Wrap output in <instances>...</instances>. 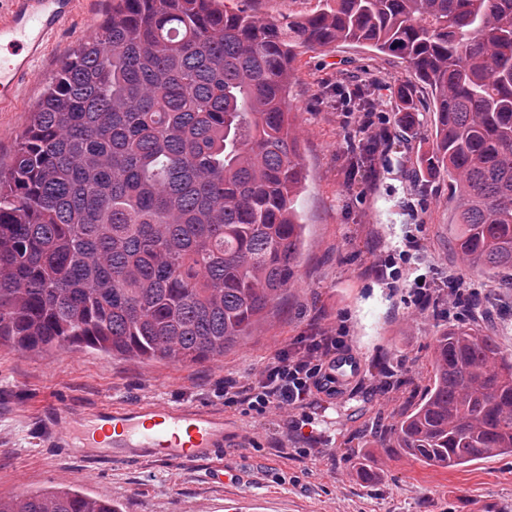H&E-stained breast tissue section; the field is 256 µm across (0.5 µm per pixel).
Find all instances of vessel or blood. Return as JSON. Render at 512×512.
Returning <instances> with one entry per match:
<instances>
[{"mask_svg":"<svg viewBox=\"0 0 512 512\" xmlns=\"http://www.w3.org/2000/svg\"><path fill=\"white\" fill-rule=\"evenodd\" d=\"M76 0H0V106L13 103L50 42L70 30ZM95 418L93 445L121 460L129 454L193 465L236 447L222 415L191 405L112 404Z\"/></svg>","mask_w":512,"mask_h":512,"instance_id":"b4317fda","label":"vessel or blood"}]
</instances>
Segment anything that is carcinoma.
<instances>
[{
  "label": "carcinoma",
  "mask_w": 512,
  "mask_h": 512,
  "mask_svg": "<svg viewBox=\"0 0 512 512\" xmlns=\"http://www.w3.org/2000/svg\"><path fill=\"white\" fill-rule=\"evenodd\" d=\"M216 0H112L0 169V348L67 345L195 364L252 334L296 282L305 225L288 107L297 50L366 45L430 90L463 264L512 285V0H331L271 21ZM374 85L358 91L374 109ZM399 454L512 456V360L462 321L436 337ZM76 491L0 512H117Z\"/></svg>",
  "instance_id": "1"
}]
</instances>
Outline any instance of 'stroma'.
Wrapping results in <instances>:
<instances>
[{
  "label": "stroma",
  "mask_w": 512,
  "mask_h": 512,
  "mask_svg": "<svg viewBox=\"0 0 512 512\" xmlns=\"http://www.w3.org/2000/svg\"><path fill=\"white\" fill-rule=\"evenodd\" d=\"M223 9L264 19L316 11L322 0H220ZM78 39L57 37L18 92L0 108V167ZM376 85V129L388 135L371 163L351 174L350 141L359 112L345 91ZM418 112L430 92L410 87L402 60L339 43L300 50L288 103L300 139L304 185L296 207L305 226L297 281L269 308L251 336L223 359L195 364L112 356L88 348L43 353L0 348V497L75 489L111 499L118 512H235L253 496L263 512H512V457L457 469L388 458L380 441L421 400L430 382L435 336L468 309L450 288L476 289L490 302L482 328L512 359V288L464 267L450 222L451 189L418 160L431 151L430 121L405 127L403 91ZM393 256L396 275L379 274ZM328 329L344 336L360 365L356 377L288 416L224 404L225 378L243 380L298 337ZM187 404L223 414L239 439L222 449L229 479L207 460L192 466L96 456L88 435L106 403ZM61 408L84 419L71 444L58 446ZM370 466L361 476L352 450Z\"/></svg>",
  "instance_id": "1"
}]
</instances>
